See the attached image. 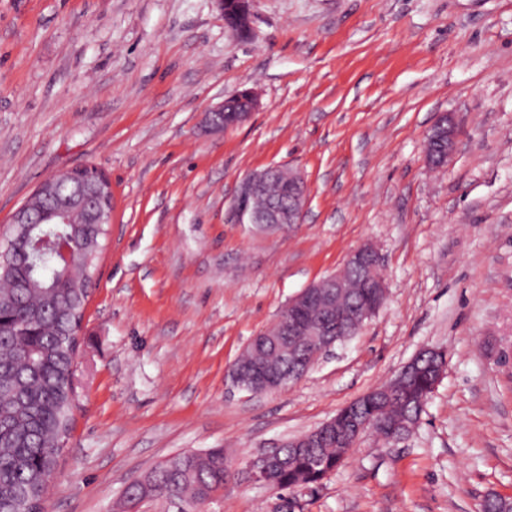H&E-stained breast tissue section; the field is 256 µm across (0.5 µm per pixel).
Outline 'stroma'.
Returning a JSON list of instances; mask_svg holds the SVG:
<instances>
[{"label": "stroma", "instance_id": "1", "mask_svg": "<svg viewBox=\"0 0 512 512\" xmlns=\"http://www.w3.org/2000/svg\"><path fill=\"white\" fill-rule=\"evenodd\" d=\"M245 124L204 129L241 89ZM458 124L441 168L424 142ZM93 165L115 206L87 306L73 428L45 512H113L184 452L240 469L391 381L416 353L447 370L415 431L364 434L301 512H481L512 497V0H0V245L50 175ZM299 171L300 224L238 223L242 181ZM373 243L384 307L272 394L230 365L288 300ZM236 479L208 512H271ZM433 133H436L440 137L442 144L440 155L435 161L436 165L439 166L448 160V157L452 155L456 146L457 128L452 115L447 112L440 113Z\"/></svg>", "mask_w": 512, "mask_h": 512}]
</instances>
